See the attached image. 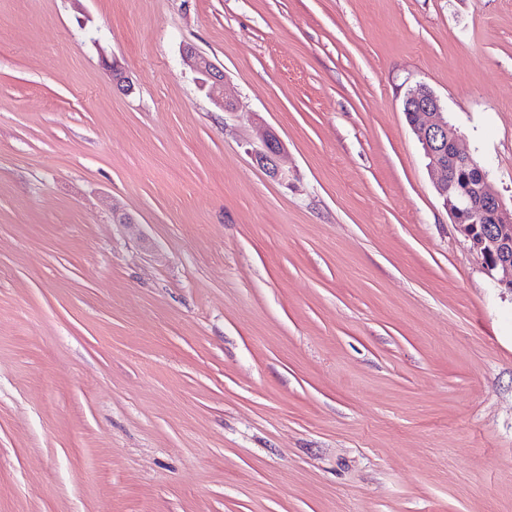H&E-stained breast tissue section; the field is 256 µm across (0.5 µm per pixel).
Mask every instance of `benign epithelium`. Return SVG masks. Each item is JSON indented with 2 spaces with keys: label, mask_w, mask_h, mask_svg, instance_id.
<instances>
[{
  "label": "benign epithelium",
  "mask_w": 512,
  "mask_h": 512,
  "mask_svg": "<svg viewBox=\"0 0 512 512\" xmlns=\"http://www.w3.org/2000/svg\"><path fill=\"white\" fill-rule=\"evenodd\" d=\"M182 54L186 65L199 75L201 88L215 106L225 112L233 111L235 102L226 93L224 71L192 45L183 46ZM111 71L116 87L126 94L133 93L131 78L118 62H112ZM409 98L416 101L413 117L422 120L419 139L435 176L436 192L443 199L452 223L470 248L480 254L490 279L512 293V207H506L487 170L459 148L458 131L444 117L438 97L419 85ZM255 139L257 146L252 154L256 164L271 177L286 179L279 165L284 143L277 133L259 126Z\"/></svg>",
  "instance_id": "obj_1"
}]
</instances>
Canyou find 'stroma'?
<instances>
[{
  "instance_id": "obj_1",
  "label": "stroma",
  "mask_w": 512,
  "mask_h": 512,
  "mask_svg": "<svg viewBox=\"0 0 512 512\" xmlns=\"http://www.w3.org/2000/svg\"><path fill=\"white\" fill-rule=\"evenodd\" d=\"M419 85L511 204L512 0H0V512H512V295ZM182 54L186 65L200 77L197 78L208 97L224 112H232L235 102L228 97L224 82V71L209 56L192 45H184ZM408 98L416 101L413 117L423 121L419 139L452 223L480 254L490 279L512 294V205L506 207L487 170L459 148L458 131L438 97L419 85ZM257 146L252 150L256 164L264 169L271 177L286 179V174L279 165V159L284 151V143L277 133L267 126H258L255 133Z\"/></svg>"
}]
</instances>
